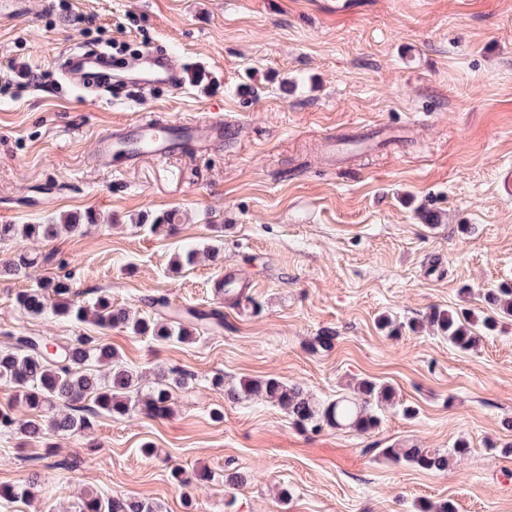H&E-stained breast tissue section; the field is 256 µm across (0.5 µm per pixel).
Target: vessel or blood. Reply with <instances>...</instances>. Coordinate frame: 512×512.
Returning a JSON list of instances; mask_svg holds the SVG:
<instances>
[{
	"label": "vessel or blood",
	"mask_w": 512,
	"mask_h": 512,
	"mask_svg": "<svg viewBox=\"0 0 512 512\" xmlns=\"http://www.w3.org/2000/svg\"><path fill=\"white\" fill-rule=\"evenodd\" d=\"M123 80L144 89L158 85L181 87L185 72L171 55L144 51L122 68ZM233 125L223 114L216 113L202 120L185 119L169 125L166 132L150 137L146 124L137 119L126 124L106 128L95 143L96 155L107 161L128 164L146 157H164L174 153L202 151L232 135Z\"/></svg>",
	"instance_id": "vessel-or-blood-1"
}]
</instances>
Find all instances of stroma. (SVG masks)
<instances>
[{"instance_id":"obj_1","label":"stroma","mask_w":512,"mask_h":512,"mask_svg":"<svg viewBox=\"0 0 512 512\" xmlns=\"http://www.w3.org/2000/svg\"><path fill=\"white\" fill-rule=\"evenodd\" d=\"M0 26V224L92 217L82 232L26 241L34 267L0 276V349L9 335L62 344L102 337L151 387L191 375L171 411L100 416L90 434L0 432V486L27 490L0 512H69L83 493L163 512H512V319L463 351L429 330L432 308L493 315L487 289L512 285V0H19ZM150 49L192 66L187 86L107 92L61 71L79 45ZM38 81L24 83L26 73ZM157 113H214L236 132L211 150L135 164L96 160L101 130ZM174 216V229L155 228ZM215 246L178 268L174 257ZM238 269L247 300L224 327L158 344L17 304L47 276L78 299L108 291L144 310L219 306ZM401 324L379 327L380 317ZM334 345L312 350L315 337ZM225 386L274 377L326 403L366 379L395 404L368 431L301 428ZM413 415H405L404 407ZM224 417H213L214 409ZM466 441L469 451L452 450ZM408 442L453 458L431 472L384 458ZM151 453H144V446ZM79 462L77 477L61 469ZM246 481L225 507L224 472ZM208 473L178 486L173 474Z\"/></svg>"}]
</instances>
